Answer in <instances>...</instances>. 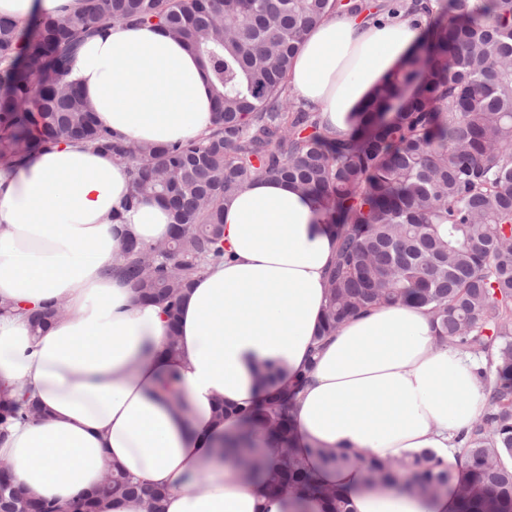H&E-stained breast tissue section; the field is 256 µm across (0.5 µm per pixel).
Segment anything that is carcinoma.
Returning a JSON list of instances; mask_svg holds the SVG:
<instances>
[{"label":"carcinoma","instance_id":"cac0c4a2","mask_svg":"<svg viewBox=\"0 0 512 512\" xmlns=\"http://www.w3.org/2000/svg\"><path fill=\"white\" fill-rule=\"evenodd\" d=\"M86 17L38 18L24 45L0 19V156L22 158L77 137L131 165L136 191L167 200L174 231L164 256L133 239L124 274L141 298L177 312L194 277L224 258V204L261 177L316 195L335 227L336 256L318 339L369 307L398 299L430 307L435 336L486 358L488 407L465 436L461 512H512V0H384L368 18L427 17L421 46L375 88L346 136L329 137L313 112L291 111L288 73L304 32L359 0H91ZM160 22L195 53L212 81L215 128L173 145L112 140L68 80L94 22ZM277 390L269 418L247 407L230 447L252 471L253 433L291 446L293 406L305 382ZM26 401L0 402V428L37 419ZM399 470L429 496L453 478L435 454L369 464L383 483ZM279 492L321 494L350 512L295 458ZM121 493L164 512L163 493L114 471L97 499L70 512H102Z\"/></svg>","mask_w":512,"mask_h":512}]
</instances>
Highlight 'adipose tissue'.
<instances>
[{
	"label": "adipose tissue",
	"instance_id": "obj_1",
	"mask_svg": "<svg viewBox=\"0 0 512 512\" xmlns=\"http://www.w3.org/2000/svg\"><path fill=\"white\" fill-rule=\"evenodd\" d=\"M89 6L0 0V18L75 17ZM422 37L413 17L378 24L336 10L305 34L288 82L329 135L347 134ZM70 78L115 139L171 144L212 128L209 74L161 25L106 23L80 46ZM133 192L128 164L80 143L0 158V305L11 308L0 315V398L26 388L41 409L0 441L18 484L64 506L116 466L164 490L165 512H326L319 496L269 493L288 452L351 512H460L458 483L431 496L391 490L369 481L365 461L430 448L458 469L460 436L484 407L477 369L439 342L427 308L402 300L319 338L336 235L313 195L263 178L225 204L224 260L194 278L171 355L162 308L121 268L126 241H165L172 214ZM55 306L62 314L32 332L27 311ZM303 373L290 451L257 432L256 477L219 455L241 427L235 408L263 405L271 387ZM324 449L364 462L333 466Z\"/></svg>",
	"mask_w": 512,
	"mask_h": 512
}]
</instances>
